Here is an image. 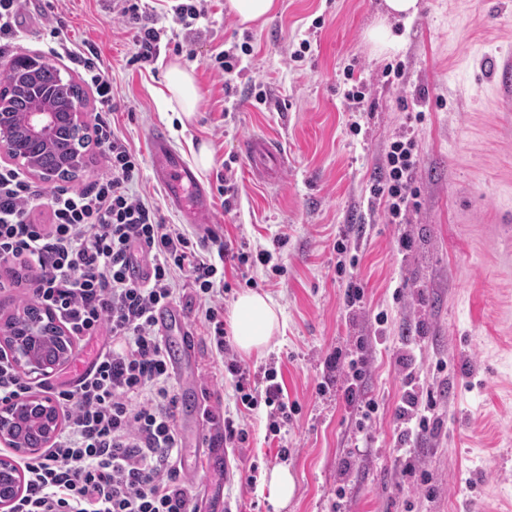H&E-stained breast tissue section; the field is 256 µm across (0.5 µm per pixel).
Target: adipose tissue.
I'll use <instances>...</instances> for the list:
<instances>
[{"mask_svg":"<svg viewBox=\"0 0 512 512\" xmlns=\"http://www.w3.org/2000/svg\"><path fill=\"white\" fill-rule=\"evenodd\" d=\"M164 109L192 119L199 101L193 70L179 63L169 64L165 81L158 90ZM233 340L246 355L263 352L280 331V310L268 295L246 291L235 300L229 316Z\"/></svg>","mask_w":512,"mask_h":512,"instance_id":"ef3b65f1","label":"adipose tissue"}]
</instances>
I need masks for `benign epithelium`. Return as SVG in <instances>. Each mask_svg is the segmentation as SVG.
<instances>
[{
	"label": "benign epithelium",
	"instance_id": "7a95c632",
	"mask_svg": "<svg viewBox=\"0 0 512 512\" xmlns=\"http://www.w3.org/2000/svg\"><path fill=\"white\" fill-rule=\"evenodd\" d=\"M23 91L31 100V109L27 114V121L22 135L32 142L49 146L55 140L58 132V114L53 112L49 101L52 91L42 87L32 80L22 86ZM13 104L6 99H0V157L15 162L34 174H41L35 159L24 157L17 152L15 146L6 137L7 128L12 116ZM72 126L75 127L78 137L83 144H88L87 123L83 112V101H73L72 112L69 113ZM48 325L55 334V348L62 359H67L71 340L66 335L63 327L56 323L54 316L43 319V323L25 324L4 322L0 325V344L6 346L12 359L22 369L24 374L31 376H43L55 369L37 357L40 338L43 336L42 325ZM26 416H37L49 428L48 436H53L56 425L59 424V414L56 407L48 399L38 396H22L14 399L8 405L0 408V443L17 448L16 433L19 420ZM19 477L12 460L0 457V509L10 507L13 498L7 496L6 490L13 487V481Z\"/></svg>",
	"mask_w": 512,
	"mask_h": 512
}]
</instances>
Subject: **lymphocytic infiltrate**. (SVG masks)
Instances as JSON below:
<instances>
[{
  "mask_svg": "<svg viewBox=\"0 0 512 512\" xmlns=\"http://www.w3.org/2000/svg\"><path fill=\"white\" fill-rule=\"evenodd\" d=\"M119 14L135 31L134 61L156 60L167 28L134 0ZM95 134L107 175L87 190L53 194L49 223L33 220L37 192L24 174L0 168V263L23 261L38 269L33 298L70 336L82 341L108 333L94 371L77 387L53 390L67 422L45 454L22 459L25 486L10 512H196L176 465L177 387L154 314L173 303L181 289H193L198 316L214 338L244 411L265 405L273 414L287 415L275 371L265 370L264 390L252 389L250 370L235 358L220 318L225 283L217 276V260L243 266L252 258L223 241L216 256L206 255L181 225L163 223L151 198L133 188L140 155L108 122H98ZM418 165L413 133L389 143L385 177L370 192L383 202L390 223H400L417 204ZM137 251L150 263L142 281L128 274ZM326 366L344 375L346 398L357 409L355 425L365 429L378 405L361 389L370 372L364 350L334 351Z\"/></svg>",
  "mask_w": 512,
  "mask_h": 512,
  "instance_id": "lymphocytic-infiltrate-1",
  "label": "lymphocytic infiltrate"
}]
</instances>
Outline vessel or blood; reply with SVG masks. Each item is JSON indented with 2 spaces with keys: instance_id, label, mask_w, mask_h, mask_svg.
Instances as JSON below:
<instances>
[{
  "instance_id": "b4317fda",
  "label": "vessel or blood",
  "mask_w": 512,
  "mask_h": 512,
  "mask_svg": "<svg viewBox=\"0 0 512 512\" xmlns=\"http://www.w3.org/2000/svg\"><path fill=\"white\" fill-rule=\"evenodd\" d=\"M148 142L153 158V177L165 190L170 205L183 223L196 228L202 235H210L213 219L208 187L200 180L194 166L172 148L164 128H152ZM242 153L250 177L263 184L276 183L279 171L287 164L277 143L262 136L244 142ZM154 319L164 341L170 369L181 378H189L196 366L197 339L187 326L186 311L176 304L167 305L155 313ZM188 392L189 397L182 400L177 415L181 465L193 476L204 463L209 464L211 470L221 471L229 465L224 435L218 427H205L196 387H189Z\"/></svg>"
}]
</instances>
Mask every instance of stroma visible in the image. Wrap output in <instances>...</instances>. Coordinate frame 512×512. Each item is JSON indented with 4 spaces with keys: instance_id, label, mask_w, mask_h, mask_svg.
<instances>
[{
    "instance_id": "obj_1",
    "label": "stroma",
    "mask_w": 512,
    "mask_h": 512,
    "mask_svg": "<svg viewBox=\"0 0 512 512\" xmlns=\"http://www.w3.org/2000/svg\"><path fill=\"white\" fill-rule=\"evenodd\" d=\"M281 3L266 25L248 28L226 14L224 0H211L208 22L178 29L176 44L162 45L156 61L136 64L134 32L114 0H28L21 34L0 62L47 55L42 25L59 23L72 48L103 60L114 109L102 112L82 68L63 57L54 65L80 85L88 124L107 118L141 154L136 189L154 199L164 223L180 217L152 175L147 135L156 125L184 160H192L193 145L211 146L214 163L201 174L208 184L232 161L231 209L211 195L218 238L252 254L285 238L270 265L224 268L225 306L249 289L279 305L281 333L263 354L239 360L258 384L274 369L297 406L277 435L268 407L245 418L248 440L230 449L229 474L215 480L231 512H512V90L498 87L488 67L493 57L512 61V0H420L417 17L394 25L399 45L382 53L369 39L382 0ZM305 40L304 60L291 61ZM245 41L253 53L225 90L214 57ZM175 60L193 68L200 94L185 125L154 94ZM397 65L402 77L388 76ZM349 70L365 95L359 109L344 98ZM253 83L265 86V103L247 97ZM407 129L418 144V205L392 224L370 187L384 177L389 142ZM253 135L273 137L288 155L277 184L247 173L239 145ZM86 159L75 178L41 182L44 194L79 191L106 175L97 143ZM344 235L358 257L353 275L366 286L363 306L353 310L336 272L334 246ZM403 236L411 241L406 251L398 246ZM276 265L283 275L273 273ZM36 277L0 268L1 323L30 303ZM177 303L199 341L196 385L209 422L223 425L236 413L234 389L196 316L193 290ZM360 343L370 361L366 394L379 404L362 433L343 377L324 366L334 350L350 353ZM409 387L433 404L430 432L414 444L401 442L395 418ZM283 464L296 478L286 508L263 484L240 483L249 466L263 474Z\"/></svg>"
}]
</instances>
